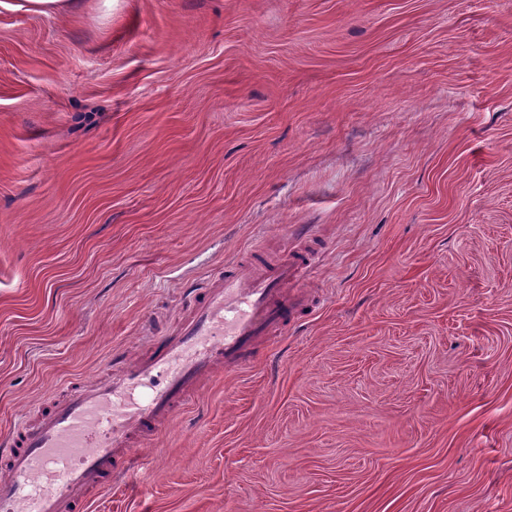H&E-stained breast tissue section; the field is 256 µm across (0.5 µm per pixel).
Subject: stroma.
I'll list each match as a JSON object with an SVG mask.
<instances>
[{
    "label": "stroma",
    "mask_w": 512,
    "mask_h": 512,
    "mask_svg": "<svg viewBox=\"0 0 512 512\" xmlns=\"http://www.w3.org/2000/svg\"><path fill=\"white\" fill-rule=\"evenodd\" d=\"M0 0V434L253 248L307 307L87 512H512V0ZM27 10L47 16L61 17L68 14L76 3V0H26Z\"/></svg>",
    "instance_id": "1"
}]
</instances>
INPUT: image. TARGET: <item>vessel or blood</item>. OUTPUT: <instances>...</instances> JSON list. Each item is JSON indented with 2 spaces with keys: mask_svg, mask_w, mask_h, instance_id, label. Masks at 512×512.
Returning <instances> with one entry per match:
<instances>
[{
  "mask_svg": "<svg viewBox=\"0 0 512 512\" xmlns=\"http://www.w3.org/2000/svg\"><path fill=\"white\" fill-rule=\"evenodd\" d=\"M314 260L308 248L271 257L250 251L189 292L193 309L106 380L76 381L38 423L0 436V512H86L137 452L217 370L249 367L256 345L279 336L306 300L291 292Z\"/></svg>",
  "mask_w": 512,
  "mask_h": 512,
  "instance_id": "vessel-or-blood-1",
  "label": "vessel or blood"
}]
</instances>
